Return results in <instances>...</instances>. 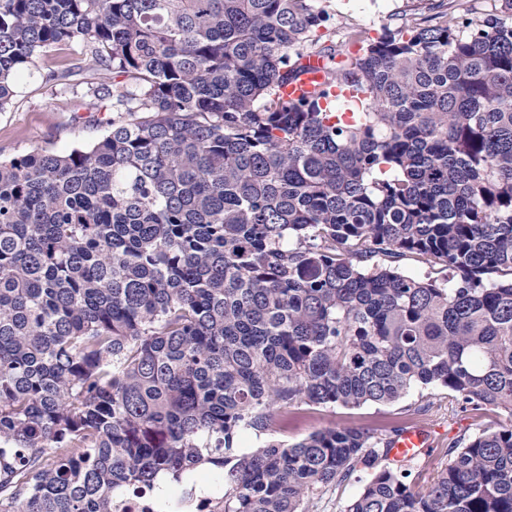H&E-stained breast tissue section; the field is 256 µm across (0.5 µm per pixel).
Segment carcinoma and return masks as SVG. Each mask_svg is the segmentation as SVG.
I'll return each instance as SVG.
<instances>
[{"mask_svg":"<svg viewBox=\"0 0 512 512\" xmlns=\"http://www.w3.org/2000/svg\"><path fill=\"white\" fill-rule=\"evenodd\" d=\"M322 0H0V111L40 53L109 73L86 148L0 160V512H113L206 465L221 512H512V0L376 39ZM308 54L351 121L280 87ZM411 257L444 274L416 279ZM441 385L509 422L417 486L398 428L240 453L302 406ZM362 482L356 476L350 480L330 486L326 490L313 496L308 503V512H343L349 503L360 491Z\"/></svg>","mask_w":512,"mask_h":512,"instance_id":"1","label":"carcinoma"}]
</instances>
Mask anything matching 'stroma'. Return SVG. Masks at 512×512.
I'll return each mask as SVG.
<instances>
[{"instance_id": "stroma-1", "label": "stroma", "mask_w": 512, "mask_h": 512, "mask_svg": "<svg viewBox=\"0 0 512 512\" xmlns=\"http://www.w3.org/2000/svg\"><path fill=\"white\" fill-rule=\"evenodd\" d=\"M419 0H331L337 22L362 30L374 38L383 28L400 26L406 13ZM79 46L43 53L30 74L16 84L12 103L0 111V158H12L46 148L68 151L91 145L103 129L79 120L77 108L93 98L87 92L88 75L50 79L73 65ZM503 420L496 411H465L439 385L415 387L393 404H366L358 408L326 409L304 407L288 413V424L277 430L276 439L292 443L312 431L332 424L355 427L391 428L422 425L433 432V445L408 465L416 482H423L448 462L449 449L463 437Z\"/></svg>"}]
</instances>
